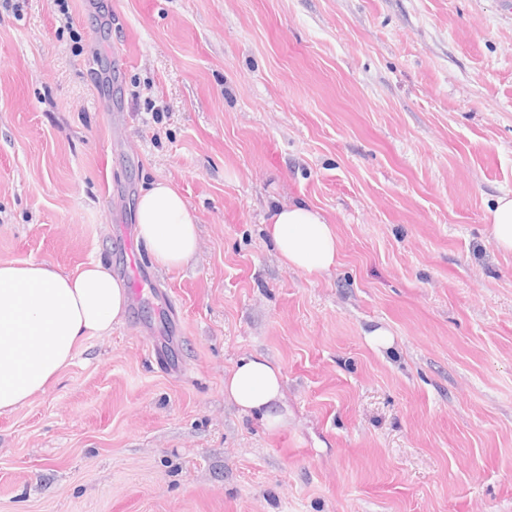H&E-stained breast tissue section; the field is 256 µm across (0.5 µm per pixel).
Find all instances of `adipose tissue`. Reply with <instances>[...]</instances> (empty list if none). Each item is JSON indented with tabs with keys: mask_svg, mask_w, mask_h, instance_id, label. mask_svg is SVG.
Instances as JSON below:
<instances>
[{
	"mask_svg": "<svg viewBox=\"0 0 512 512\" xmlns=\"http://www.w3.org/2000/svg\"><path fill=\"white\" fill-rule=\"evenodd\" d=\"M137 222L158 267H182L196 254L197 219L170 181L158 179L142 189ZM267 233L289 267L319 274L337 263L336 232L311 205L274 207ZM126 304L125 285L103 262L75 275L47 262H0V414L45 392L83 340L110 335ZM282 386L280 368L254 356L241 358L224 378L227 399L271 429L284 422L277 411Z\"/></svg>",
	"mask_w": 512,
	"mask_h": 512,
	"instance_id": "obj_1",
	"label": "adipose tissue"
}]
</instances>
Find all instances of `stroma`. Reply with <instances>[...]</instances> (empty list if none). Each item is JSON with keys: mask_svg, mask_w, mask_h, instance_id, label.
I'll return each mask as SVG.
<instances>
[{"mask_svg": "<svg viewBox=\"0 0 512 512\" xmlns=\"http://www.w3.org/2000/svg\"><path fill=\"white\" fill-rule=\"evenodd\" d=\"M68 6L0 8V262L120 271L159 178L199 250L0 415V512H512V0ZM297 201L328 272L266 235ZM248 355L276 430L224 396ZM495 246L502 252H512V195L503 193L489 210ZM267 225L269 238L289 267L319 274L336 265L335 229L313 206L302 202L276 206Z\"/></svg>", "mask_w": 512, "mask_h": 512, "instance_id": "stroma-1", "label": "stroma"}]
</instances>
